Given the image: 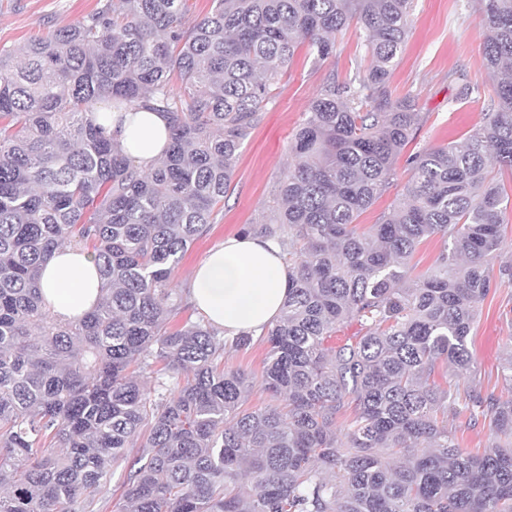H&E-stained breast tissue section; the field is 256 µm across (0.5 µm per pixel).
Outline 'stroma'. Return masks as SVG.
<instances>
[{"label": "stroma", "mask_w": 512, "mask_h": 512, "mask_svg": "<svg viewBox=\"0 0 512 512\" xmlns=\"http://www.w3.org/2000/svg\"><path fill=\"white\" fill-rule=\"evenodd\" d=\"M101 0H0V46L24 44L48 30L65 27L96 11ZM486 32L477 0H414L411 34L398 58L390 86L394 96L411 97L423 120L396 162V176L359 222L376 223L401 198L411 176L409 159L416 152L462 140L484 117L493 94V77L483 61ZM366 56L355 31L339 39L335 56L320 61L299 51L280 85L263 105L262 119L244 142L224 207L195 241L171 275V286L188 292L193 267L225 239L246 225L271 215L275 186L290 160L293 130L329 75L352 77ZM479 88L480 100L459 96L462 85ZM477 382L483 389L502 386L500 365L512 350V284L493 286L472 332Z\"/></svg>", "instance_id": "obj_1"}]
</instances>
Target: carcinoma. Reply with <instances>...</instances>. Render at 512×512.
I'll use <instances>...</instances> for the list:
<instances>
[{
  "label": "carcinoma",
  "instance_id": "obj_1",
  "mask_svg": "<svg viewBox=\"0 0 512 512\" xmlns=\"http://www.w3.org/2000/svg\"><path fill=\"white\" fill-rule=\"evenodd\" d=\"M105 0L82 20L0 48V512H93L123 467L119 512H512V353L503 390L474 384L480 305L512 264V0H481L494 97L459 142L410 158L404 197L362 231L420 113L390 76L413 0ZM356 24L369 64L328 77L293 133L274 214L292 274L261 387L224 365L231 339L185 309L174 268L224 207L263 103L305 46L318 59ZM181 90H173V80ZM171 127L141 167L101 112ZM445 248L411 277L417 247ZM68 244L94 256L101 298L67 322L39 269ZM355 322L363 334L332 345ZM154 381L147 388L144 379ZM489 421L481 455L448 421Z\"/></svg>",
  "mask_w": 512,
  "mask_h": 512
}]
</instances>
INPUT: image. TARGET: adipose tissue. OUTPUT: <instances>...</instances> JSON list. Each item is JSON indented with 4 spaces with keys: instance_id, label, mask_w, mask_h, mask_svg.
I'll list each match as a JSON object with an SVG mask.
<instances>
[{
    "instance_id": "adipose-tissue-1",
    "label": "adipose tissue",
    "mask_w": 512,
    "mask_h": 512,
    "mask_svg": "<svg viewBox=\"0 0 512 512\" xmlns=\"http://www.w3.org/2000/svg\"><path fill=\"white\" fill-rule=\"evenodd\" d=\"M99 121L136 164L149 166L169 141V122L155 112H131L124 120L103 112ZM291 270L278 243L239 235L212 249L190 275L196 307L226 335L261 333L273 322L288 293ZM53 318L67 321L93 308L101 282L90 253L70 245L55 249L39 271Z\"/></svg>"
}]
</instances>
